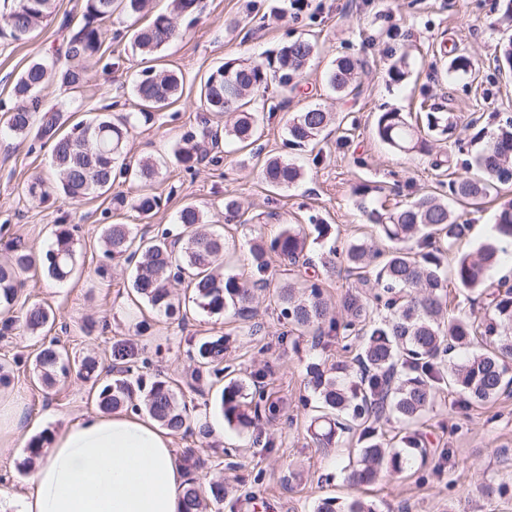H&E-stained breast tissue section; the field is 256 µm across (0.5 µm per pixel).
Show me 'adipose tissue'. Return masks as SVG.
Masks as SVG:
<instances>
[{"label":"adipose tissue","instance_id":"adipose-tissue-1","mask_svg":"<svg viewBox=\"0 0 512 512\" xmlns=\"http://www.w3.org/2000/svg\"><path fill=\"white\" fill-rule=\"evenodd\" d=\"M30 483L15 512H180L185 476L169 431L117 411L64 429Z\"/></svg>","mask_w":512,"mask_h":512}]
</instances>
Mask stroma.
I'll list each match as a JSON object with an SVG mask.
<instances>
[{
    "mask_svg": "<svg viewBox=\"0 0 512 512\" xmlns=\"http://www.w3.org/2000/svg\"><path fill=\"white\" fill-rule=\"evenodd\" d=\"M83 0H55L47 26L21 42L0 41V125L15 104L12 86L18 74L35 59L64 52L80 17ZM502 0H310L309 8L293 16L288 0H200L195 19L178 18V38L159 53L157 66L181 72L179 98L161 111L153 124L134 128L126 140L128 162L150 156L158 172L148 185L162 205L149 219L135 211L130 200L138 188L120 185L76 204L51 200L30 201V180L50 169V147L34 136L0 135V261L13 243L22 242L41 251L52 237L55 224L76 228V266L69 282L59 283L42 272L22 277L17 305L38 303L52 308L56 325L50 334L60 337L72 352H95L108 365L113 343L124 340L148 349L154 371L180 378L192 363L189 339L224 336L230 364L250 372L271 365L273 387L284 401L286 415L275 424H260L237 431L224 430L218 447L202 454L217 465L232 491L220 512H253V501L265 498L275 512H313L325 497L345 501L360 495L372 501L376 512H512V491L490 495L486 484L512 488V392L472 406H459L454 395L441 393L437 404L423 417L421 429L431 448L423 465L411 471L385 475L377 483L353 489L344 481L351 457L359 453L355 436L344 435L331 453H324L307 433L311 412L303 398L312 394L306 367L318 353L306 336L287 335L273 291L255 302L258 335L231 314H195L185 324L135 306L130 294V271L124 263L107 258L100 234L107 224H130L154 235L174 225L177 211L187 203L198 205L210 224L224 233V271L251 273L247 242L271 238L283 225H298L310 240L312 263L293 267L275 263L276 282L305 288L319 278L333 302L356 280L347 273L327 275L321 265L327 253L343 264L350 242L365 241L371 250L384 252L388 241L377 236L357 207L353 188L372 186V199L386 206L404 204L426 195L444 194L449 179L466 174L475 154L476 132L490 134L512 118V75L499 72L494 56L502 34L498 28ZM143 19L114 16L104 39L101 62L87 66V83L78 92L54 83L39 94L40 110L63 106L62 132L80 120L111 106L113 113L135 109L131 83L143 65L132 51V29ZM307 38L316 50L297 77L295 90L283 91L278 72L268 74L264 93L261 156L235 145L211 147L208 158L189 170L177 163L172 147L189 131L202 133L216 117L199 102L200 81L214 67L238 58L274 62L286 43ZM455 47L475 62L473 75L462 80L448 77L445 51ZM362 58L356 95L341 97L328 89L325 75L340 56ZM406 60L409 76L392 83L391 64ZM316 105L341 118L349 139L338 145L337 129L328 128L319 143L322 160L313 163L308 152L288 144L289 117ZM452 113L458 122L456 136L433 137L434 154L447 157V171L433 169L428 159L392 152L374 133L378 113H417L420 106ZM300 159L305 177L297 185L271 191L262 178L265 158ZM236 200L238 209L226 212L224 203ZM512 200V186L489 197L481 209L458 207L471 230L460 248L477 253L482 246H502L495 218L501 204ZM330 227L327 239L316 237L315 225ZM108 266L110 276L100 279L96 270ZM47 334V335H50ZM47 335L13 330L0 334V364L8 366L11 382L5 391L21 407L18 431L0 429V490L21 495L30 488L32 468L27 464L31 440L51 448L53 439L69 424L96 406L87 385L76 376L60 379L52 389L30 383V357Z\"/></svg>",
    "mask_w": 512,
    "mask_h": 512,
    "instance_id": "1",
    "label": "stroma"
}]
</instances>
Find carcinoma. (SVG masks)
Here are the masks:
<instances>
[{"mask_svg":"<svg viewBox=\"0 0 512 512\" xmlns=\"http://www.w3.org/2000/svg\"><path fill=\"white\" fill-rule=\"evenodd\" d=\"M151 2L83 0L82 21L68 40L64 57L34 61L15 80L17 105L7 119V129L20 137L34 131L36 136L52 141L53 180L34 177L28 186L31 197L44 201L54 195L74 203L101 195L118 181L142 183L156 174L153 161L146 159L132 166L122 159L123 150L130 129L154 122L156 112L177 97L183 83L178 73L143 68L132 80L138 111L117 118L99 113L63 136L57 135L59 110L39 115L32 107L51 77L70 89L82 88L85 64L102 58L103 36L114 14L137 17L150 11ZM54 10V0H12L9 11L0 13V39H26L49 21ZM197 11L198 0H171L169 11L153 15L146 26L133 31L132 48L143 56L155 54L178 35L176 18H192ZM314 50L315 44L307 39L279 49L283 87L294 89L293 76ZM496 62L504 71L512 70L511 34L501 38ZM363 67L359 58L336 59L327 73L330 88L345 96L352 94ZM473 71L474 61L469 55L452 54L448 72L466 76ZM266 82L262 63L235 59L216 66L201 81V106L218 117H234L231 124L224 125L225 139L251 144L258 140L264 107L258 106L257 93ZM332 122L333 115L317 106L295 113L288 119L289 144L298 149L312 144ZM455 127L454 118L443 112L425 113L423 127L412 124L400 112H381L375 123L382 143L401 154L429 157L438 169L447 159L432 157V134L451 132ZM207 154L203 142L191 131L174 148L176 159L189 169L200 165ZM474 163L478 174L448 181V196L477 210L487 197L512 183V120L475 154ZM262 174L273 189L288 188L303 177L300 167L281 157L267 159ZM370 192L365 184L353 189L366 220L391 242V249L384 254L373 252L360 242L347 247L345 271L357 278L358 285L343 299L344 317L330 315L315 281L301 299L295 297L289 284L277 288L280 314L292 330L312 334L314 348L324 352L334 338L343 340L347 347L359 342L357 381L347 379L348 365L343 361L329 365L324 359L307 367L318 400L309 430L318 446L327 451L341 434L358 433L360 457L348 477L355 488L376 482L384 470L401 472L416 460L426 461L427 446L415 433L397 438L402 449L385 448L376 427L382 417L416 423L443 389L469 406L493 400L512 388V287H505L501 278L495 281L489 277L490 268L499 261L498 249L489 246L476 257L458 253L448 262L445 247H453L464 237L470 223L453 215L447 200L423 195L379 211L367 205ZM132 207L150 217L160 208V199L141 192L133 197ZM175 221L182 226L175 243L169 241L165 230L146 239L130 224L106 225L102 233L105 254L131 266L133 294L157 313L181 323L193 306L213 315L230 311L249 324V330L259 332L258 325L251 323L253 301L257 285H269L265 274L271 256L298 263L305 256L306 235L288 225L269 240L250 243L252 266L259 275L250 281L221 271L224 235L208 227L198 206L184 205ZM496 229L500 236L512 240V200L501 205ZM74 262L75 239L67 224L56 225L50 246L38 255L25 244L16 243L10 262L0 265V313L13 311L22 286L21 273L38 268L55 281L64 282L71 276ZM450 276L459 287L487 301L484 315H447ZM176 279L187 283L188 296L182 299L170 290V282ZM54 322L51 309L33 304L1 322L0 331L19 327L37 333ZM191 347L195 368L185 386L200 395L218 388L225 424L248 429L281 419L283 401L267 389L271 371L243 374L239 369L226 370L222 336L200 337ZM455 351L464 353L463 359L445 363V356ZM111 361L105 371L96 357L70 354L52 341L34 355L33 371L41 386L51 388L58 378H66L74 370L90 384L101 412L130 406L144 411L174 436L191 435L198 443H207L211 427L193 415L183 390L170 377L158 373L144 378L135 352L122 343L112 347ZM177 461L186 474L181 512H204V501L209 498L217 504L224 502V481L201 482L207 459L196 449H184ZM314 512H375V508L359 497L343 504L326 497L318 501Z\"/></svg>","mask_w":512,"mask_h":512,"instance_id":"1","label":"carcinoma"}]
</instances>
